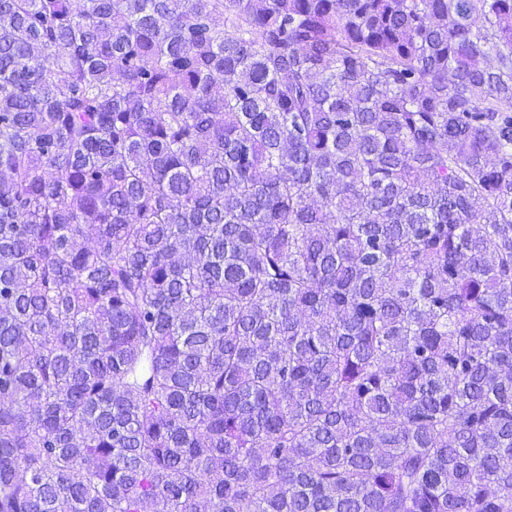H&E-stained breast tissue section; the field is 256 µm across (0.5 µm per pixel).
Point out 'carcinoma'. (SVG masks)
Returning a JSON list of instances; mask_svg holds the SVG:
<instances>
[{"label":"carcinoma","mask_w":512,"mask_h":512,"mask_svg":"<svg viewBox=\"0 0 512 512\" xmlns=\"http://www.w3.org/2000/svg\"><path fill=\"white\" fill-rule=\"evenodd\" d=\"M202 503L512 512V0H0V512Z\"/></svg>","instance_id":"cac0c4a2"}]
</instances>
